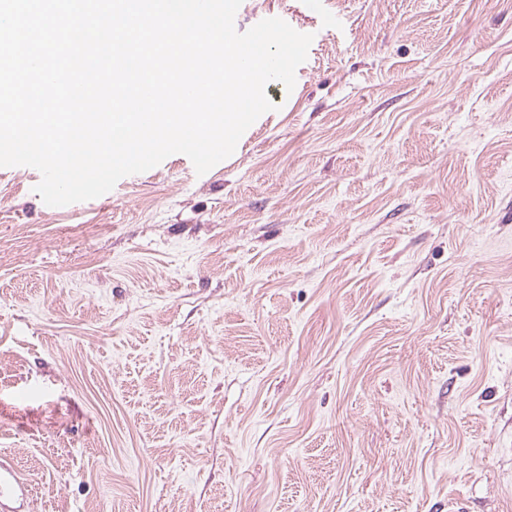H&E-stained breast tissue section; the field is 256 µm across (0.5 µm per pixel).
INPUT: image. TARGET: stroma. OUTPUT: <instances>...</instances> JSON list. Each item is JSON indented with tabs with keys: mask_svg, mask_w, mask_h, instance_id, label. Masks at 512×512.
<instances>
[{
	"mask_svg": "<svg viewBox=\"0 0 512 512\" xmlns=\"http://www.w3.org/2000/svg\"><path fill=\"white\" fill-rule=\"evenodd\" d=\"M313 34L204 175L0 167V462L33 512H512V0Z\"/></svg>",
	"mask_w": 512,
	"mask_h": 512,
	"instance_id": "35a3bbf8",
	"label": "stroma"
}]
</instances>
